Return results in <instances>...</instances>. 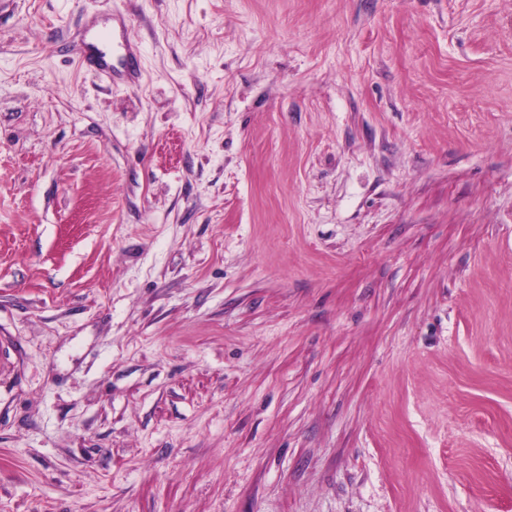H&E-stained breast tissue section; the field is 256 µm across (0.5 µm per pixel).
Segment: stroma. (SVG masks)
Here are the masks:
<instances>
[{
    "label": "stroma",
    "mask_w": 512,
    "mask_h": 512,
    "mask_svg": "<svg viewBox=\"0 0 512 512\" xmlns=\"http://www.w3.org/2000/svg\"><path fill=\"white\" fill-rule=\"evenodd\" d=\"M0 512H512V0H0Z\"/></svg>",
    "instance_id": "obj_1"
}]
</instances>
